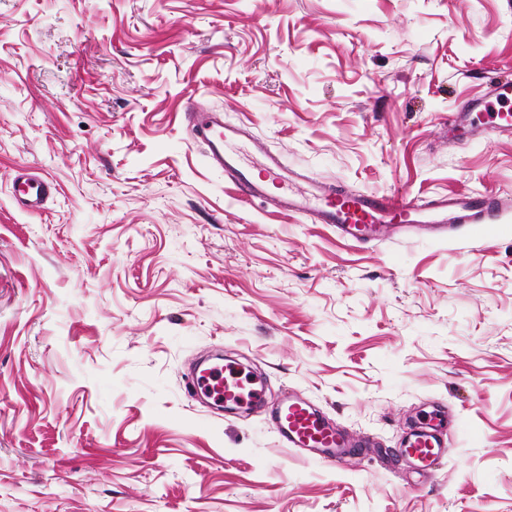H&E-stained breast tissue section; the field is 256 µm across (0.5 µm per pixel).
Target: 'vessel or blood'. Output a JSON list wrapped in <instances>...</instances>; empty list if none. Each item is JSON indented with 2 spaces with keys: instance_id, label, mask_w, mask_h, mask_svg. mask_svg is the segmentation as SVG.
<instances>
[{
  "instance_id": "vessel-or-blood-1",
  "label": "vessel or blood",
  "mask_w": 512,
  "mask_h": 512,
  "mask_svg": "<svg viewBox=\"0 0 512 512\" xmlns=\"http://www.w3.org/2000/svg\"><path fill=\"white\" fill-rule=\"evenodd\" d=\"M189 135L205 150L210 164L233 183L241 201L271 200L274 207L309 216L316 224L334 225L342 236L357 241L376 240L390 229L406 225H430L445 234L463 228L481 237L512 210V199L507 197L442 196L423 202L404 193H345L321 182L302 188L297 173L280 156L266 151L261 142L252 144L259 165L246 163L236 149L246 137V130L225 123L220 113L207 109L191 112ZM270 178L280 185L279 194L274 196L267 193L266 181ZM17 182L18 201L28 211L39 209L52 191L50 182L35 175L19 176ZM274 424L284 443L309 452L326 465H342L352 445L350 438L325 422L296 393L279 405ZM440 426V419L435 418L405 436L401 453L417 472H429L444 454Z\"/></svg>"
}]
</instances>
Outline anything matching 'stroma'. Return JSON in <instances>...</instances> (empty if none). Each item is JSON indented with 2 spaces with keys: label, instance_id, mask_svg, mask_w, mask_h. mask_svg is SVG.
Returning a JSON list of instances; mask_svg holds the SVG:
<instances>
[{
  "label": "stroma",
  "instance_id": "stroma-1",
  "mask_svg": "<svg viewBox=\"0 0 512 512\" xmlns=\"http://www.w3.org/2000/svg\"><path fill=\"white\" fill-rule=\"evenodd\" d=\"M491 77L512 0H0V512H512V215L346 241L239 202L185 119L348 192L512 197L491 111L448 131ZM215 353L264 404L190 395ZM291 392L362 453L284 445ZM436 409L418 474L394 450ZM19 184L18 202L26 211L39 209L47 195L52 191L51 183L36 175H22L17 178Z\"/></svg>",
  "mask_w": 512,
  "mask_h": 512
}]
</instances>
